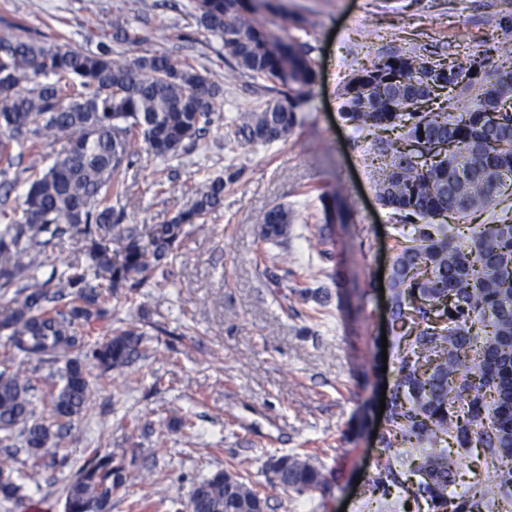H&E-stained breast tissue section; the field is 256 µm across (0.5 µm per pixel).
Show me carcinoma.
Wrapping results in <instances>:
<instances>
[{"mask_svg": "<svg viewBox=\"0 0 512 512\" xmlns=\"http://www.w3.org/2000/svg\"><path fill=\"white\" fill-rule=\"evenodd\" d=\"M197 26L221 40L231 66L254 79L298 85L236 117L235 137L247 146L285 139L297 99L314 72L306 46L280 42L253 16L248 0H190ZM471 80L462 63L397 53L360 67L345 83L342 114L359 131L383 133L371 146L378 160L376 196L396 221L399 238L387 277L390 327L400 357L382 415L378 461L367 480L371 497L424 502L428 512H512V221L450 224L496 206L512 187V62ZM448 79L422 93L420 75ZM54 77L39 83L40 77ZM467 81L462 111L435 112L428 103ZM223 105L220 88L189 62L163 52L132 62L67 44L46 45L0 35V162L60 145L47 169L32 174L21 215L0 227V335L18 354L64 363L48 390L50 412L35 417L27 372L0 370V448L23 452L31 469H63L66 458L44 450L95 399L89 367L106 373L133 363L146 333L111 328L102 291L132 295L158 278L189 229L204 223L224 193L221 176L196 192L190 206L152 228L147 240L125 224L126 207L105 202L115 172L132 168L144 143L167 167L197 145ZM293 211L278 204L257 218L260 236L288 239ZM411 235L405 234L406 226ZM89 243L83 263L58 268L47 248L66 235ZM123 239L114 256L102 245ZM107 338L92 339V330ZM483 448L487 476L449 496L468 452ZM417 482H408L406 463ZM278 485L297 494L326 485L323 469L294 454L270 463ZM112 449L90 450L66 486L65 512H112L125 484ZM21 472L0 468V500L20 497ZM192 512H265L267 501L240 474L218 470L193 483Z\"/></svg>", "mask_w": 512, "mask_h": 512, "instance_id": "obj_1", "label": "carcinoma"}]
</instances>
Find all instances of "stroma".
I'll list each match as a JSON object with an SVG mask.
<instances>
[{"mask_svg":"<svg viewBox=\"0 0 512 512\" xmlns=\"http://www.w3.org/2000/svg\"><path fill=\"white\" fill-rule=\"evenodd\" d=\"M187 3L0 0V33L87 51L103 43L123 51L112 41V17L122 14L139 39L136 55L171 52L223 88L222 119L172 176L144 147L116 175L135 201L128 223H165L206 179L239 172L220 207L190 231L166 280L133 296L122 288L107 295L113 326L136 323L149 351L92 375L96 402L50 448L68 467L43 470L21 500L0 501V512H64L66 485L100 444L125 456L112 512H129L146 494L156 502L148 512H181L194 481L242 468L266 512H396L367 501L363 482L377 463L382 387L397 365L396 338L382 334L388 310L378 280L397 233L376 199L371 138L342 117V86L353 69L396 52L501 62L499 45L512 44L502 24L512 0H255V17L278 40L308 44L315 80L292 133L253 147L237 141L233 119L289 88L233 72L220 39L198 28ZM276 204L295 212L279 245L262 241L256 223ZM321 237L331 257L315 251ZM301 288L311 296L300 298ZM4 367L37 380L34 410L47 412L55 366L14 361L0 344ZM184 417L191 427L181 426ZM284 454L321 465L326 488L309 496L277 485L269 463ZM152 471L162 485L149 484Z\"/></svg>","mask_w":512,"mask_h":512,"instance_id":"1","label":"stroma"}]
</instances>
